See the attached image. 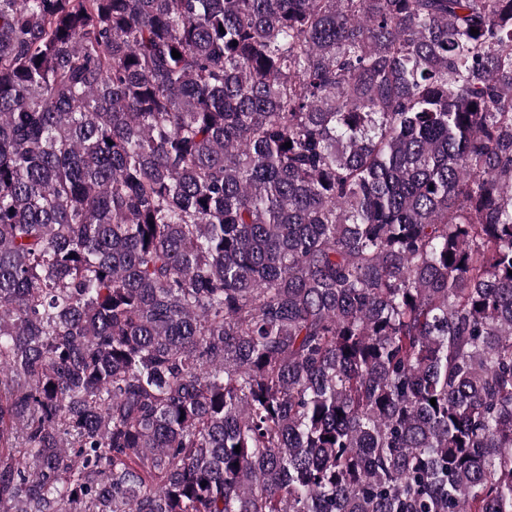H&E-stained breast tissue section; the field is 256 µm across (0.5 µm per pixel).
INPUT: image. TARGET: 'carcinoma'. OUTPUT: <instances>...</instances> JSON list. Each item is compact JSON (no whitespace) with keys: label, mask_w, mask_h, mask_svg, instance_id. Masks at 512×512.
Segmentation results:
<instances>
[{"label":"carcinoma","mask_w":512,"mask_h":512,"mask_svg":"<svg viewBox=\"0 0 512 512\" xmlns=\"http://www.w3.org/2000/svg\"><path fill=\"white\" fill-rule=\"evenodd\" d=\"M511 270L512 0H0V512H512Z\"/></svg>","instance_id":"cac0c4a2"}]
</instances>
